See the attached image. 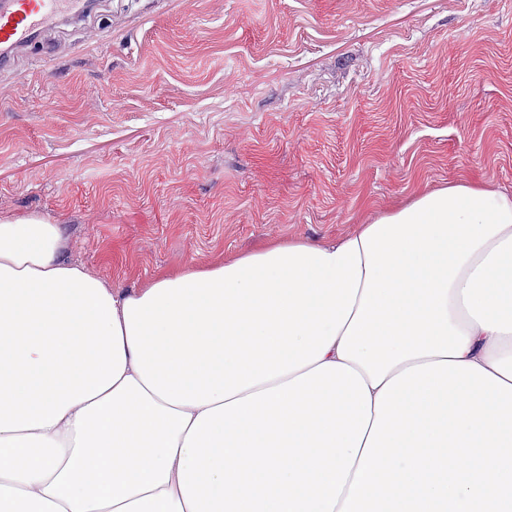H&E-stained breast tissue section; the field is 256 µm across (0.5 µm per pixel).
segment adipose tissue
<instances>
[{"mask_svg":"<svg viewBox=\"0 0 512 512\" xmlns=\"http://www.w3.org/2000/svg\"><path fill=\"white\" fill-rule=\"evenodd\" d=\"M438 360L512 384V194L126 290L0 221V512H340L378 392Z\"/></svg>","mask_w":512,"mask_h":512,"instance_id":"ef3b65f1","label":"adipose tissue"}]
</instances>
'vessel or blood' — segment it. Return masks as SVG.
<instances>
[{
    "mask_svg": "<svg viewBox=\"0 0 512 512\" xmlns=\"http://www.w3.org/2000/svg\"><path fill=\"white\" fill-rule=\"evenodd\" d=\"M86 8L85 0H0V65L11 64L62 21L81 20Z\"/></svg>",
    "mask_w": 512,
    "mask_h": 512,
    "instance_id": "obj_1",
    "label": "vessel or blood"
}]
</instances>
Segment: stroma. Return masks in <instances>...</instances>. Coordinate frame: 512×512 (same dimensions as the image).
Here are the masks:
<instances>
[{
	"label": "stroma",
	"instance_id": "1",
	"mask_svg": "<svg viewBox=\"0 0 512 512\" xmlns=\"http://www.w3.org/2000/svg\"><path fill=\"white\" fill-rule=\"evenodd\" d=\"M512 191V0H98L0 67V221L124 287Z\"/></svg>",
	"mask_w": 512,
	"mask_h": 512
}]
</instances>
